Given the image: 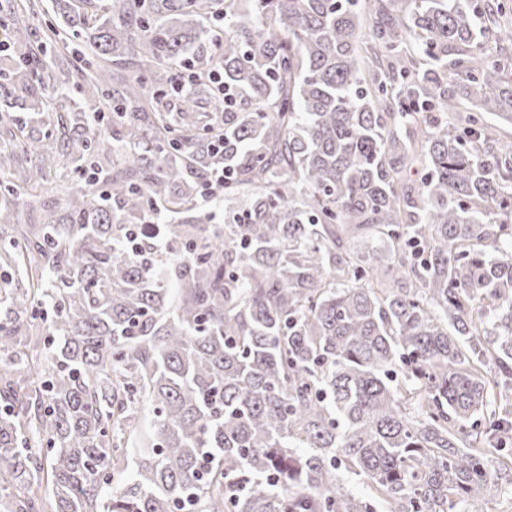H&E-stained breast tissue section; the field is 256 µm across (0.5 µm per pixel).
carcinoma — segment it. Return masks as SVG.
Segmentation results:
<instances>
[{
  "instance_id": "obj_1",
  "label": "carcinoma",
  "mask_w": 512,
  "mask_h": 512,
  "mask_svg": "<svg viewBox=\"0 0 512 512\" xmlns=\"http://www.w3.org/2000/svg\"><path fill=\"white\" fill-rule=\"evenodd\" d=\"M52 3L36 45L41 0L0 18V98L45 125L0 155V512H464L512 482L499 5Z\"/></svg>"
}]
</instances>
